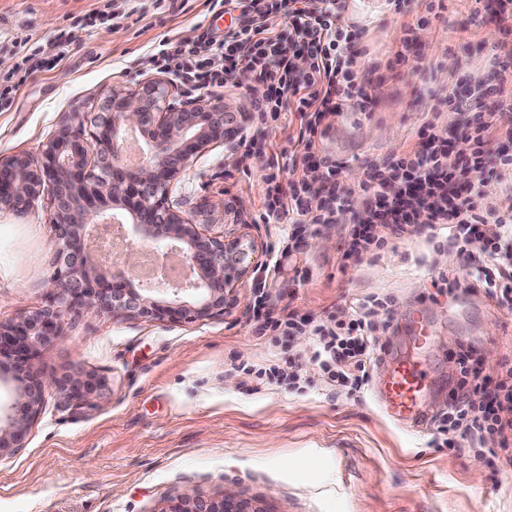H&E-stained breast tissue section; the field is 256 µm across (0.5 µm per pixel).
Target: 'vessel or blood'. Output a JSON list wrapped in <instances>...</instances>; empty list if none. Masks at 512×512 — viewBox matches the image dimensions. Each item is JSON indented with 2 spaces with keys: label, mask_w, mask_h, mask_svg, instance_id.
Returning a JSON list of instances; mask_svg holds the SVG:
<instances>
[{
  "label": "vessel or blood",
  "mask_w": 512,
  "mask_h": 512,
  "mask_svg": "<svg viewBox=\"0 0 512 512\" xmlns=\"http://www.w3.org/2000/svg\"><path fill=\"white\" fill-rule=\"evenodd\" d=\"M430 368V363L401 360L390 347H380L375 354L378 381L373 395L388 419L417 432L432 428L436 415L429 407L434 390Z\"/></svg>",
  "instance_id": "1"
}]
</instances>
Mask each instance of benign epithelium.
<instances>
[{
	"label": "benign epithelium",
	"mask_w": 512,
	"mask_h": 512,
	"mask_svg": "<svg viewBox=\"0 0 512 512\" xmlns=\"http://www.w3.org/2000/svg\"><path fill=\"white\" fill-rule=\"evenodd\" d=\"M166 100V88L155 81L134 92H115L90 126L81 113L69 115L36 158L0 160V207L22 213L44 187H51L49 222L57 241L54 269L44 281L53 304L0 323V365L16 372L14 402L0 414V453L24 447L46 384L86 403L101 395L103 381L97 376L76 369L61 381H47L35 362L39 346L60 335L64 314L94 307L116 318H210L224 313L237 281L252 267V243L214 236L169 204L171 185L189 162L210 147L243 136L248 113L211 96L183 108ZM132 134L146 146L137 166L125 158ZM128 218L134 234L175 247L187 270L184 284L143 283L130 267L129 255L125 267L108 278L87 267L85 237ZM167 512L253 510L227 491L210 501L183 494Z\"/></svg>",
	"instance_id": "7a95c632"
}]
</instances>
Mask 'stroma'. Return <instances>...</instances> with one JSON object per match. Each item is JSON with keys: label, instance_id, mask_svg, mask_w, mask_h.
<instances>
[{"label": "stroma", "instance_id": "35a3bbf8", "mask_svg": "<svg viewBox=\"0 0 512 512\" xmlns=\"http://www.w3.org/2000/svg\"><path fill=\"white\" fill-rule=\"evenodd\" d=\"M512 0H351L364 28L362 46L375 71L356 77L371 99L365 113L327 114L314 137L315 160L336 165L335 179L361 193L367 162L419 141L425 113L437 112L444 138L462 122L442 104L446 90L467 94L475 81L495 84L488 57L512 41L498 24V2ZM204 0H128V16H92L94 0H0V79L21 64L20 43L62 41L63 59L32 73L10 107L0 110V160L37 156L71 112H99L116 91L164 83L172 106L193 98L175 76L138 70L162 38L187 39L200 26L235 27ZM416 47L396 53L407 30ZM257 81L219 92L244 104L256 137L248 149L217 145L179 175L170 199L209 232L254 241L255 265L223 314L194 322L115 318L83 310L64 315L59 339L42 345L37 363L48 379L80 368L104 379L92 404L46 387L23 448L0 456V512H165L188 493L220 498L230 490L259 512H512V467L492 466L488 450L435 448L432 433L387 419L370 392L342 388L288 391L256 369L280 363L284 350L255 333L265 316L292 312L320 321L366 296L387 300L382 336L405 358L428 357L444 390L458 391V353L471 352L482 373L512 362V311L476 287L454 251L423 237L396 242L383 258L348 265L345 224L294 226L266 217L265 176L288 156L300 131L295 110L253 119ZM50 192L25 212H0V322L50 305L43 282L55 261ZM276 274L265 275L271 259ZM463 289L439 292L440 275ZM433 327L421 348L403 327L413 310Z\"/></svg>", "mask_w": 512, "mask_h": 512}]
</instances>
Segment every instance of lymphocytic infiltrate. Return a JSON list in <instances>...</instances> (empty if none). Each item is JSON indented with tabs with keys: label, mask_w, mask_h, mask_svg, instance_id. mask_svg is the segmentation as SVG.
<instances>
[{
	"label": "lymphocytic infiltrate",
	"mask_w": 512,
	"mask_h": 512,
	"mask_svg": "<svg viewBox=\"0 0 512 512\" xmlns=\"http://www.w3.org/2000/svg\"><path fill=\"white\" fill-rule=\"evenodd\" d=\"M243 22L225 32L223 38L205 33L193 39L168 42L161 51L164 69L179 74L192 93L222 89L233 80L237 61L257 71L270 91L256 103L258 120L295 102L301 125L293 158H307L317 127L333 101L346 102L351 111L366 109L368 95L357 83L354 69L362 59V30L348 17L346 0H275L274 7L295 16L296 24L273 32L264 12L252 9L246 0H236ZM311 58L309 70L296 71L292 60L298 48ZM457 111L481 107L475 120L466 121L463 134L471 143L468 157L451 156L439 136L427 148H411L399 156L370 164L362 190L365 200L352 204L338 185L325 188L316 207L305 198L312 193L306 175L292 182L288 198L269 205L273 214L295 216L297 222L345 223L350 227L347 257L362 261L380 257L393 239L422 234L443 225L445 238L433 240L434 248L455 250L462 265L474 268V276L486 294L512 308V203L485 201L481 190L485 173L512 171V155H491L494 139L512 138V128H498L490 113L512 106V78H499L469 97L457 99ZM385 304L369 297L354 305V316L334 318L314 330L317 349L311 357L316 374L304 371L296 353H289L269 375L289 391H305L321 385L344 387L360 393L368 386L378 331L384 325ZM461 396L435 429L437 448H477L489 438H499L494 453L498 461L512 465V365L504 366L495 383L481 378L468 355H461ZM482 393L484 401L474 405L470 396Z\"/></svg>",
	"instance_id": "lymphocytic-infiltrate-1"
}]
</instances>
